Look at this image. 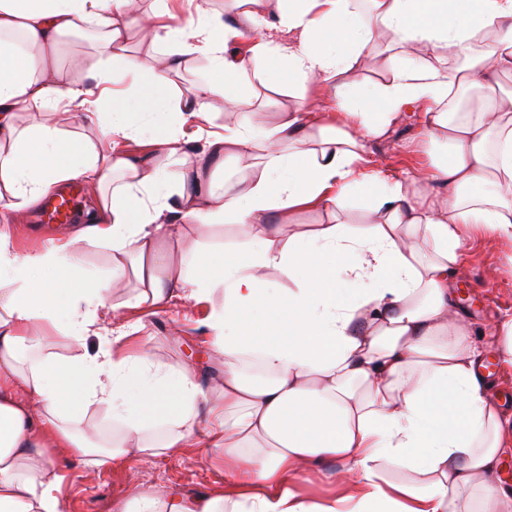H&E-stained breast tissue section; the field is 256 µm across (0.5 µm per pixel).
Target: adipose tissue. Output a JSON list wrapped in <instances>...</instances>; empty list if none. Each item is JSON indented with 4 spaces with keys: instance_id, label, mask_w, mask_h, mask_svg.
<instances>
[{
    "instance_id": "1",
    "label": "adipose tissue",
    "mask_w": 512,
    "mask_h": 512,
    "mask_svg": "<svg viewBox=\"0 0 512 512\" xmlns=\"http://www.w3.org/2000/svg\"><path fill=\"white\" fill-rule=\"evenodd\" d=\"M243 2L238 28L207 8L184 18L161 8L145 22L155 51L142 55L127 47L137 0H0V208L23 213L75 180L96 200L82 227L46 246L21 252L0 231V512H60V453L98 468L196 447L229 491L157 485L114 512H512L494 478L512 418L485 394L484 348L452 287L474 232L512 241V92L498 89L512 75V0H371L364 21L352 0ZM268 5L276 13L251 56L228 54ZM86 28L97 31L87 74L62 80L59 41ZM384 41L404 61L380 83L351 82ZM193 54L223 83L175 91ZM260 59L318 95L269 129L228 120L206 131L212 100L236 106ZM333 78L344 92L328 100L320 90ZM459 87L481 90L480 105L451 111ZM412 104L446 153L426 174L363 167L366 139ZM62 106L96 137L62 130ZM228 158L245 167L215 188ZM357 192L371 223L341 220ZM307 209L334 221L294 223ZM228 219L250 234L213 258L195 236ZM91 249L111 251V268L77 274ZM128 277L136 288L124 297ZM218 294L208 323L218 377L118 354L139 325L102 320ZM61 335L81 354L56 352ZM97 404L119 427L104 457L81 427ZM329 464L343 475L338 492L308 499L300 478ZM389 467L416 482H389Z\"/></svg>"
}]
</instances>
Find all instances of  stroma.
Returning a JSON list of instances; mask_svg holds the SVG:
<instances>
[{
	"label": "stroma",
	"mask_w": 512,
	"mask_h": 512,
	"mask_svg": "<svg viewBox=\"0 0 512 512\" xmlns=\"http://www.w3.org/2000/svg\"><path fill=\"white\" fill-rule=\"evenodd\" d=\"M313 93L310 86L291 87L257 80L244 91L239 110L251 125L270 127L277 123L280 112ZM421 131L419 110L407 111L384 136L367 142L365 156L373 167L398 176L428 169L430 155L421 143ZM453 286L459 308L480 332L486 360H495L498 340L491 326L501 314L512 313V243L490 233L473 238ZM207 313V306L176 302L152 313L130 310L124 318L143 323L140 336L148 356L155 362L203 366L207 363L203 326ZM60 466L66 476L62 512H113L114 503L134 489L160 483L188 493L224 487L223 473L210 465L203 448L99 469H85L66 460Z\"/></svg>",
	"instance_id": "1"
}]
</instances>
